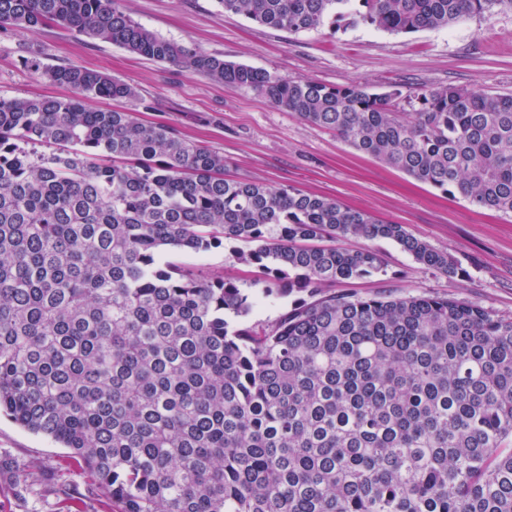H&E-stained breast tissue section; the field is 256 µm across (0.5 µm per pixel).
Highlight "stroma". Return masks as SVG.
<instances>
[{
	"label": "stroma",
	"mask_w": 512,
	"mask_h": 512,
	"mask_svg": "<svg viewBox=\"0 0 512 512\" xmlns=\"http://www.w3.org/2000/svg\"><path fill=\"white\" fill-rule=\"evenodd\" d=\"M123 6L160 37L189 40L206 54L283 77L333 87L361 83L375 92L393 86L406 96L448 84L512 93L511 10L408 34L326 25L292 35L225 13L218 0H124ZM59 65L101 71L132 85L138 99L128 111L220 151L231 175L292 186L406 225L464 270L456 277L439 274L416 264L396 244L375 240L371 246L384 254L387 273L351 285V292L448 296L512 315V215L477 208L463 196L385 167L255 91L227 87L60 26L0 29V97L65 95L64 87L43 74L44 68ZM168 258L208 276L235 278L258 295L254 319L278 317L282 300L259 296L254 270L233 262L229 250L202 256L173 250ZM10 472L30 474L31 484H11L5 479ZM77 500L84 512H109L70 449L0 413V512H65Z\"/></svg>",
	"instance_id": "stroma-1"
}]
</instances>
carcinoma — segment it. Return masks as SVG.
<instances>
[{
  "label": "carcinoma",
  "mask_w": 512,
  "mask_h": 512,
  "mask_svg": "<svg viewBox=\"0 0 512 512\" xmlns=\"http://www.w3.org/2000/svg\"><path fill=\"white\" fill-rule=\"evenodd\" d=\"M290 34L391 33L512 0H219ZM54 24L251 89L354 149L512 213V95L328 87L224 61L134 21L120 0H0V29ZM64 97L0 98V413L70 449L110 512H512V317L446 296H359L387 274L351 238L465 270L403 224L225 174L164 123L97 109L135 89L80 66ZM230 240L266 297L164 260Z\"/></svg>",
  "instance_id": "cac0c4a2"
}]
</instances>
